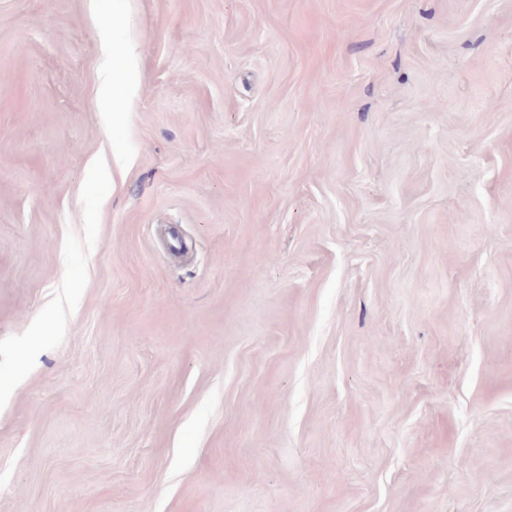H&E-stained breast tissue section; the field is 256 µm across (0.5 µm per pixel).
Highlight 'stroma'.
<instances>
[{
    "label": "stroma",
    "mask_w": 512,
    "mask_h": 512,
    "mask_svg": "<svg viewBox=\"0 0 512 512\" xmlns=\"http://www.w3.org/2000/svg\"><path fill=\"white\" fill-rule=\"evenodd\" d=\"M0 387V512H512V0H0ZM103 63L100 75V103L102 105L103 112H117L119 106L123 101H118L112 95L114 86L112 84V60L110 57L109 50L103 47Z\"/></svg>",
    "instance_id": "1"
}]
</instances>
